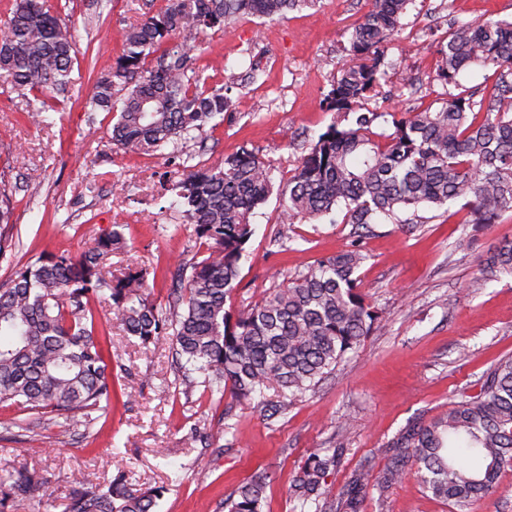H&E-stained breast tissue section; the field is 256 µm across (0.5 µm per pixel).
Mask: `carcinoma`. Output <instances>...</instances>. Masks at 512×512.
Listing matches in <instances>:
<instances>
[{
  "label": "carcinoma",
  "mask_w": 512,
  "mask_h": 512,
  "mask_svg": "<svg viewBox=\"0 0 512 512\" xmlns=\"http://www.w3.org/2000/svg\"><path fill=\"white\" fill-rule=\"evenodd\" d=\"M317 0H168L166 7L130 26L123 53L91 86L92 104L113 113L112 144L125 154L154 153L224 119L223 89L209 88L197 65L202 37L244 14L280 18ZM351 32L357 62L345 65L326 104L342 111L380 86L388 45L410 0H371ZM180 37L177 44L172 37ZM438 77L460 89L441 109L360 114L351 127L333 123L318 135L295 175L280 189V219L327 217L367 227L391 222L409 229L421 207L458 206L470 224H493L512 213V21L488 17L456 28L439 51ZM75 43L60 12L44 0H13L0 29V77L14 88L37 92L28 105L34 120L74 86ZM493 70L489 97L475 100L461 72ZM124 91L115 105L116 90ZM391 116L393 131L373 123ZM173 189L204 247L168 300L172 313L145 297L147 271L120 276L105 265L124 243L117 224L92 239L74 258L50 254L0 283V407H23L90 426L93 412L107 413L112 399V360L94 327L93 296H108L112 317L145 351L170 342L181 380L237 400L262 398L272 389L281 403L273 419L308 394L355 351L382 320L358 291L365 260L352 247L319 259L261 302L226 307L238 286L241 261L255 229L254 210L273 192L268 160L247 147L208 167L175 170ZM13 206L0 192V258L12 247ZM491 277L512 275V240L486 259ZM475 395L461 394L437 419L416 420L383 448L388 459L376 477L360 465L338 496L325 490L347 444L308 458L290 485L298 512H361L366 496L381 503L410 473L452 512L497 488L512 467V355L490 365ZM267 476L237 487L224 500L227 512H263ZM42 482L28 474L0 485V512H25ZM164 487L141 490L125 475L101 485L86 475L69 494L65 512H153Z\"/></svg>",
  "instance_id": "carcinoma-1"
}]
</instances>
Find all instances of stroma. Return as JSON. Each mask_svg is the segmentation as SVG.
Wrapping results in <instances>:
<instances>
[{
  "mask_svg": "<svg viewBox=\"0 0 512 512\" xmlns=\"http://www.w3.org/2000/svg\"><path fill=\"white\" fill-rule=\"evenodd\" d=\"M60 10L77 48L74 87L46 112L26 117L32 93L0 79V190L14 206L15 247L0 259V282L50 253L80 254L88 228L124 227L125 242L107 258L113 273L146 269L147 294L165 303L171 272L191 261L199 244L185 207L166 180V153L125 155L110 141L112 116L89 103L88 85L123 49L130 24L163 9L166 0H47ZM368 0H318L275 20L241 16L230 31L203 38L200 63L208 86L230 101L224 121L205 126L184 152L192 165L211 166L247 146L273 164L274 185L287 183L312 138L330 123L352 126L363 112L440 109L446 87L436 78L437 46L460 23L490 15L512 17V0H411L386 54L389 77L374 100L347 112L327 110L324 98L353 56L350 33ZM417 82L411 100L399 97L402 78ZM417 230L376 224L355 230L334 218L281 224L277 197L257 210L256 231L241 264L233 305L254 303L322 256L359 242L366 300L381 309L380 327L365 338L319 391L273 420L255 403L177 378L163 343L142 352L136 339L110 322L107 300L94 301L98 333L112 346V408L90 429L17 408H0V477L33 473L43 495L28 512H64L74 481L125 474L135 487H165L156 512H222L220 502L253 475L267 474L265 512H292L289 487L310 454L336 446L354 426L341 467L327 479L336 496L351 471L387 463L385 443L416 417L445 413L496 359L512 354V275L484 281L481 267L499 241L512 237V214L485 227L424 209ZM287 233L286 248L273 246ZM470 247L454 248L458 237ZM363 512H450L448 504L407 476L385 503L365 498Z\"/></svg>",
  "mask_w": 512,
  "mask_h": 512,
  "instance_id": "stroma-1",
  "label": "stroma"
}]
</instances>
